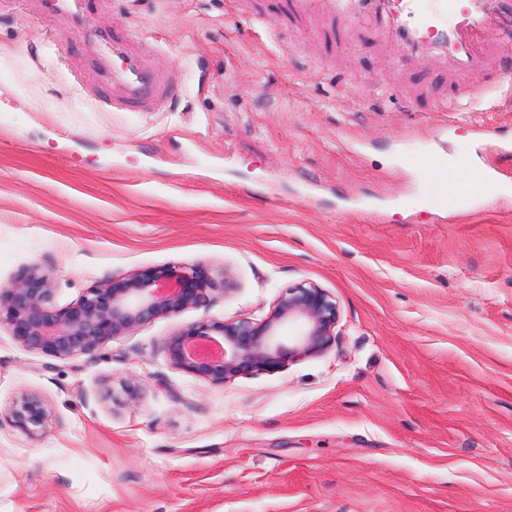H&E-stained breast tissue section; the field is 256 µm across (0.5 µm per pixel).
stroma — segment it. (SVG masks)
<instances>
[{
	"mask_svg": "<svg viewBox=\"0 0 512 512\" xmlns=\"http://www.w3.org/2000/svg\"><path fill=\"white\" fill-rule=\"evenodd\" d=\"M115 28L180 71L166 111L87 93L112 91ZM59 29L0 0V285L36 264L65 306L200 264L216 289L68 359L0 325V512H512V80L326 0H103L53 55ZM408 151L502 193L435 212ZM300 284L337 303L324 354L222 385L167 359L182 325ZM26 395L31 434L5 419Z\"/></svg>",
	"mask_w": 512,
	"mask_h": 512,
	"instance_id": "stroma-1",
	"label": "stroma"
}]
</instances>
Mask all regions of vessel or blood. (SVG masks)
<instances>
[{
  "instance_id": "1",
  "label": "vessel or blood",
  "mask_w": 512,
  "mask_h": 512,
  "mask_svg": "<svg viewBox=\"0 0 512 512\" xmlns=\"http://www.w3.org/2000/svg\"><path fill=\"white\" fill-rule=\"evenodd\" d=\"M378 3L410 18L407 45L449 41L451 56L462 67L486 63L491 52L483 40L487 27H497L504 40H512V0H338V12L343 17L366 14ZM41 6L68 31L81 30L88 23L85 0H41ZM131 43L128 33L122 30L113 31L103 41V56L112 64V96L101 100V107L112 112L166 109L179 83L178 76L143 67L131 50ZM404 162L427 169L429 202L439 211L455 210L463 197L487 192L495 184L494 178L482 169L461 178L435 155L421 158L408 154Z\"/></svg>"
}]
</instances>
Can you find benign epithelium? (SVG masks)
<instances>
[{
    "label": "benign epithelium",
    "mask_w": 512,
    "mask_h": 512,
    "mask_svg": "<svg viewBox=\"0 0 512 512\" xmlns=\"http://www.w3.org/2000/svg\"><path fill=\"white\" fill-rule=\"evenodd\" d=\"M213 287L208 270L199 265L152 267L116 276L76 302L57 307L51 276L32 265L9 285H0V322H6L23 348L70 358L91 354L145 323L177 317L204 302ZM337 322L336 302L325 289L298 285L282 293L261 320L189 323L165 340L164 349L176 368L222 385L239 375L273 372L287 362L324 353ZM287 326L296 329L288 343L283 337ZM44 415L41 401L25 396L7 418L30 433Z\"/></svg>",
    "instance_id": "1"
}]
</instances>
